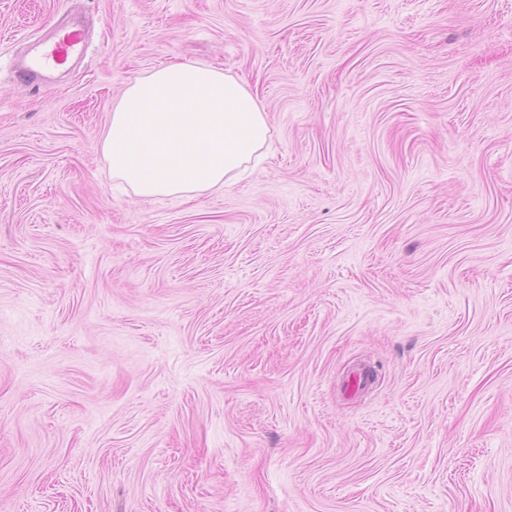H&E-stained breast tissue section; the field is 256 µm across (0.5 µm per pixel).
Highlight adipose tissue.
Wrapping results in <instances>:
<instances>
[{
	"instance_id": "1",
	"label": "adipose tissue",
	"mask_w": 512,
	"mask_h": 512,
	"mask_svg": "<svg viewBox=\"0 0 512 512\" xmlns=\"http://www.w3.org/2000/svg\"><path fill=\"white\" fill-rule=\"evenodd\" d=\"M270 134L237 78L176 62L136 79L115 104L103 152L113 178L146 198H191L247 171Z\"/></svg>"
}]
</instances>
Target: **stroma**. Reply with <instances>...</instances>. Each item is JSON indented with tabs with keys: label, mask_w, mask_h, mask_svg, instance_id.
<instances>
[{
	"label": "stroma",
	"mask_w": 512,
	"mask_h": 512,
	"mask_svg": "<svg viewBox=\"0 0 512 512\" xmlns=\"http://www.w3.org/2000/svg\"><path fill=\"white\" fill-rule=\"evenodd\" d=\"M185 61L266 157L143 198L112 108ZM0 512H512V0H0ZM88 48L85 32L78 26L55 27L50 37L35 44L25 61L15 66L19 80L28 86L50 88V73L58 66L83 57Z\"/></svg>",
	"instance_id": "obj_1"
}]
</instances>
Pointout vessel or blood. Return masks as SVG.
<instances>
[{"mask_svg": "<svg viewBox=\"0 0 512 512\" xmlns=\"http://www.w3.org/2000/svg\"><path fill=\"white\" fill-rule=\"evenodd\" d=\"M87 48L88 40L80 27L54 28L52 35L36 43L25 61L17 65L16 74L28 86L49 87L50 73L67 61L83 57Z\"/></svg>", "mask_w": 512, "mask_h": 512, "instance_id": "vessel-or-blood-1", "label": "vessel or blood"}]
</instances>
